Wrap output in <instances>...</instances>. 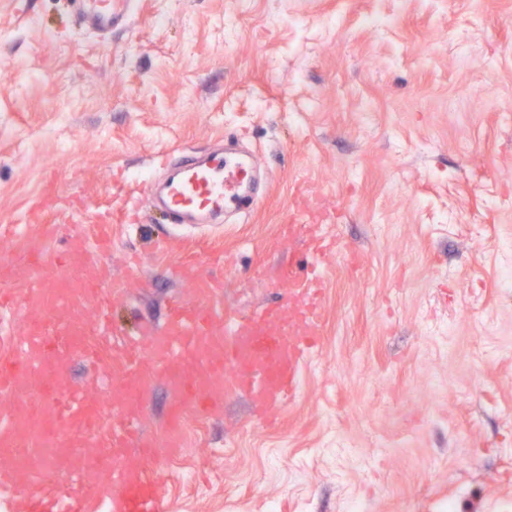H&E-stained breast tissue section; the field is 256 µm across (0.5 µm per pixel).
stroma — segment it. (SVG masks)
Instances as JSON below:
<instances>
[{"label":"stroma","instance_id":"obj_1","mask_svg":"<svg viewBox=\"0 0 512 512\" xmlns=\"http://www.w3.org/2000/svg\"><path fill=\"white\" fill-rule=\"evenodd\" d=\"M73 23L71 0H0V225L48 201L66 251L80 217L165 176L157 157L241 133L266 175L249 213L189 235L113 219L94 266L123 284L119 330L191 296L187 251L238 312L303 280L293 220L359 252L325 264L280 424L238 396L151 465L173 512H512V0H140L107 41ZM171 402L153 373L149 434Z\"/></svg>","mask_w":512,"mask_h":512}]
</instances>
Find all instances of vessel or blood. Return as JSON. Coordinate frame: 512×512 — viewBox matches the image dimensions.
<instances>
[{"label":"vessel or blood","instance_id":"b4317fda","mask_svg":"<svg viewBox=\"0 0 512 512\" xmlns=\"http://www.w3.org/2000/svg\"><path fill=\"white\" fill-rule=\"evenodd\" d=\"M136 7V0H82L77 28L108 36ZM257 164L254 155L231 145L190 156L164 185L147 183L145 195L130 198L129 205L163 210L172 224H212L251 207L255 188L246 176ZM298 231L313 262L304 284L292 281L279 289L278 304L231 317L222 290L208 284L163 325L146 323L121 338L111 335L105 283L90 269L94 256L112 251L111 225L73 233L62 255L47 248L55 225L22 235L31 261L18 265L0 257V311L29 313L16 338L17 353L0 363V392L13 397L0 408V460L12 468L11 479L0 481V512H170L146 468L179 452L182 419L218 411L226 398L244 394L259 423H275L321 341V268L344 248L318 225ZM90 303L98 311L96 334L111 336L112 364L119 369L98 379V391L112 407L108 424L84 391L62 380L72 356L101 366L97 341H84L80 312ZM146 361L163 372L176 397L172 433L164 442L140 433L150 386L142 370ZM33 479L39 489L30 487Z\"/></svg>","mask_w":512,"mask_h":512}]
</instances>
